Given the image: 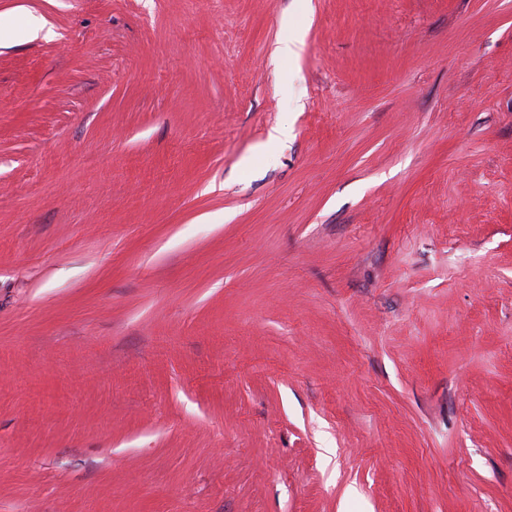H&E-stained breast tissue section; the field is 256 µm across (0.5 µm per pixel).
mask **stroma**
<instances>
[{
    "label": "stroma",
    "mask_w": 512,
    "mask_h": 512,
    "mask_svg": "<svg viewBox=\"0 0 512 512\" xmlns=\"http://www.w3.org/2000/svg\"><path fill=\"white\" fill-rule=\"evenodd\" d=\"M0 14V512H512V0Z\"/></svg>",
    "instance_id": "1"
}]
</instances>
